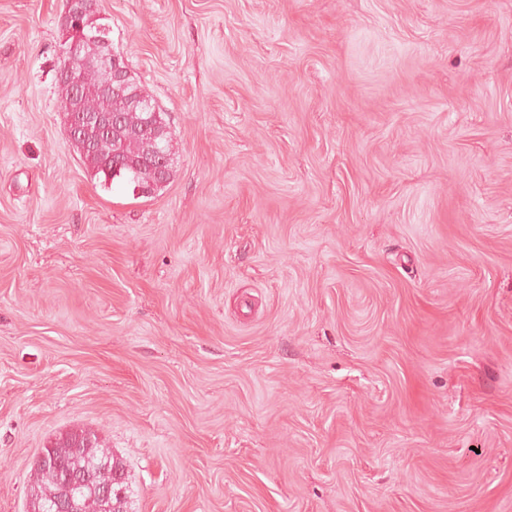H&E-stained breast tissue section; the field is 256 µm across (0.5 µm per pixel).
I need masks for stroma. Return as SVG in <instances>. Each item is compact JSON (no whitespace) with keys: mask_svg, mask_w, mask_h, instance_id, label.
I'll return each mask as SVG.
<instances>
[{"mask_svg":"<svg viewBox=\"0 0 512 512\" xmlns=\"http://www.w3.org/2000/svg\"><path fill=\"white\" fill-rule=\"evenodd\" d=\"M66 0H0V512H512V0H98L171 132L102 184ZM46 448H50L46 449L47 454L41 450L36 462L45 464L48 456L50 463L44 468L34 467L28 489L29 507L38 509L34 512H62L57 511L56 506L62 501L63 473L81 474L91 471L92 478L89 483L88 475L77 476L67 482V495L63 498L65 508L73 511L76 507L75 498L78 509L76 512H107L104 502L97 494V488L113 483L119 471L122 477L123 468L120 462L115 461L112 454L104 448H99L96 437H91L86 431L67 434ZM100 461H109L110 466L94 467ZM80 483L88 484L78 488ZM75 489L77 490L73 497Z\"/></svg>","mask_w":512,"mask_h":512,"instance_id":"1","label":"stroma"}]
</instances>
